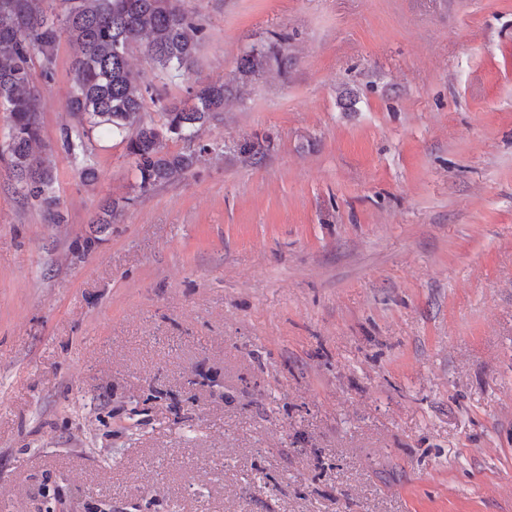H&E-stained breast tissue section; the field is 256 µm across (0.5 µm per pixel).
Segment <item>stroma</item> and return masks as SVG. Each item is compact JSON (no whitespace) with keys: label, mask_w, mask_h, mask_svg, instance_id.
<instances>
[{"label":"stroma","mask_w":512,"mask_h":512,"mask_svg":"<svg viewBox=\"0 0 512 512\" xmlns=\"http://www.w3.org/2000/svg\"><path fill=\"white\" fill-rule=\"evenodd\" d=\"M185 5L205 81L288 37L216 153L83 185L63 41L61 223L0 157V512H512V0Z\"/></svg>","instance_id":"35a3bbf8"}]
</instances>
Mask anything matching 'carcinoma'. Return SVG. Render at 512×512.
<instances>
[{"mask_svg": "<svg viewBox=\"0 0 512 512\" xmlns=\"http://www.w3.org/2000/svg\"><path fill=\"white\" fill-rule=\"evenodd\" d=\"M185 0H0V156L8 157L24 204L37 208L44 221L62 215L55 195L52 155L42 144L41 97L32 70L40 63L44 81L54 78L55 50L61 40L76 45L70 71L68 107L74 123L63 129V150L81 162L80 178L96 180L94 136L119 137L135 158L136 188L145 194L181 179L211 150L208 144L180 152L167 149L173 139L189 144L219 120L224 105L241 88L272 66L286 64L287 36L272 33L239 59L233 82L195 81L186 98L161 107V123L147 119V102H156L153 84L132 69L139 49L155 68L171 78L192 74L196 45L205 34L201 16ZM268 138L244 143L241 154L265 157ZM122 207L105 205L94 224H114Z\"/></svg>", "mask_w": 512, "mask_h": 512, "instance_id": "carcinoma-1", "label": "carcinoma"}]
</instances>
